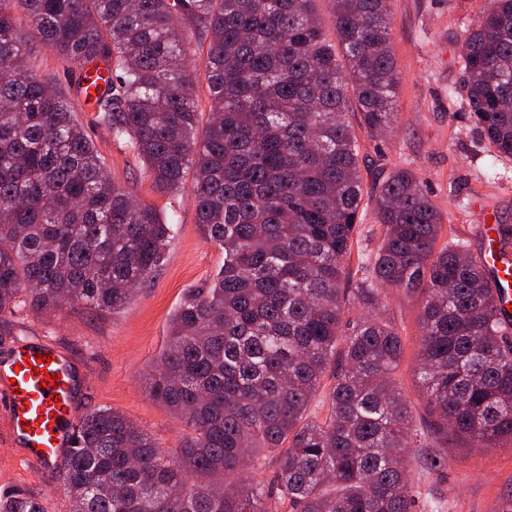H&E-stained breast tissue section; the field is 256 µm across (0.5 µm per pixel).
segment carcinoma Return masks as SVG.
I'll return each mask as SVG.
<instances>
[{"label":"carcinoma","mask_w":512,"mask_h":512,"mask_svg":"<svg viewBox=\"0 0 512 512\" xmlns=\"http://www.w3.org/2000/svg\"><path fill=\"white\" fill-rule=\"evenodd\" d=\"M0 0V313L83 304L116 313L163 261L158 208L112 182L77 119L81 96L38 77L17 36L76 67L106 66L99 120L146 166L153 188H190L224 265L187 292L148 393L184 432L163 451L110 408L75 428L62 481L68 512H422L412 448L463 438L512 445V319L486 267L455 241L409 168L364 197L346 115L392 129L391 0ZM207 42L211 119L202 138L189 33ZM460 62L470 121L512 158V0H489ZM376 251L342 287L367 209ZM420 290L416 376L433 424L397 383L403 345L384 296ZM328 416L307 409L328 370ZM263 449L276 483L239 480ZM0 512H44L19 489Z\"/></svg>","instance_id":"cac0c4a2"}]
</instances>
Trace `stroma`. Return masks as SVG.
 Segmentation results:
<instances>
[{"mask_svg":"<svg viewBox=\"0 0 512 512\" xmlns=\"http://www.w3.org/2000/svg\"><path fill=\"white\" fill-rule=\"evenodd\" d=\"M488 0H392L391 48L397 93L393 128L378 138L358 132L365 195L375 194L392 170L408 167L432 200L449 217L455 239L478 253V230L485 206H494L499 223L512 226V159L495 158L483 144L466 111L460 55L468 29ZM30 66L67 94L76 89L70 70L53 51L32 43ZM86 134L104 157L113 182L135 199L155 205L173 229L166 258L135 298L116 314L81 304L52 311L20 305L0 315V359L24 343L50 344L73 363L77 413L106 407L149 433L161 449L180 442L183 426L147 393L145 381L166 344L169 319L188 290L202 288L224 264L219 248L204 242L190 192L158 194L142 163L124 142L99 124L94 105L79 114ZM423 298L392 292L384 314L402 336L397 379L418 421L430 422L414 373ZM427 449L411 458L414 484L422 499L438 502L440 512H512V446L477 448L450 443L445 467L425 466ZM61 468L45 469L26 459L0 428V490L18 488L38 498L46 512H65Z\"/></svg>","mask_w":512,"mask_h":512,"instance_id":"35a3bbf8","label":"stroma"}]
</instances>
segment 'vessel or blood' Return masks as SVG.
<instances>
[{
    "instance_id": "b4317fda",
    "label": "vessel or blood",
    "mask_w": 512,
    "mask_h": 512,
    "mask_svg": "<svg viewBox=\"0 0 512 512\" xmlns=\"http://www.w3.org/2000/svg\"><path fill=\"white\" fill-rule=\"evenodd\" d=\"M496 225L485 224L482 260L500 265L499 286L505 305H512V264L502 263L496 247ZM57 374L55 385L41 386L42 372ZM0 392L7 408L0 424L18 440L29 457L51 465L68 446L76 427L74 371L70 361L57 349L44 344L18 346L11 359L0 362Z\"/></svg>"
}]
</instances>
